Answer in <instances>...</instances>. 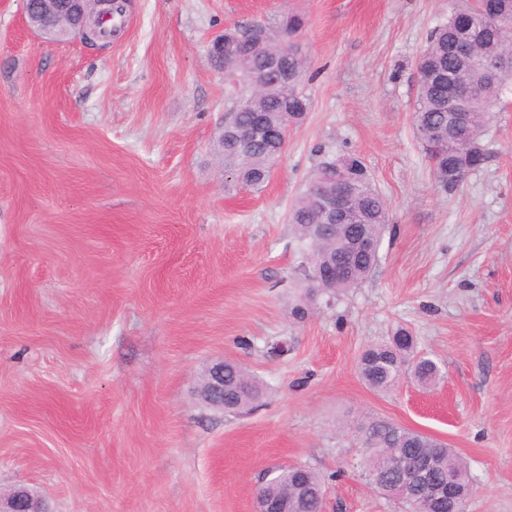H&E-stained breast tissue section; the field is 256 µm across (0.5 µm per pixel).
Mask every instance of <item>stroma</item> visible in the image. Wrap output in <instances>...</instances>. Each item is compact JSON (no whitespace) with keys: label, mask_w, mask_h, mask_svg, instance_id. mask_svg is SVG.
Wrapping results in <instances>:
<instances>
[{"label":"stroma","mask_w":512,"mask_h":512,"mask_svg":"<svg viewBox=\"0 0 512 512\" xmlns=\"http://www.w3.org/2000/svg\"><path fill=\"white\" fill-rule=\"evenodd\" d=\"M112 38L49 44L0 0V489L54 512H253L269 470L328 476L326 512H397L361 476L352 425L380 417L467 460V512H512V90L454 191L416 140V61L454 0H123ZM305 14L306 120L259 191L226 187L212 140L240 90L224 27ZM349 154L387 201L379 261L317 314L293 308L291 203ZM442 369L370 389L397 329ZM233 360L246 415L196 397Z\"/></svg>","instance_id":"stroma-1"}]
</instances>
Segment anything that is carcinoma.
Masks as SVG:
<instances>
[{
	"label": "carcinoma",
	"mask_w": 512,
	"mask_h": 512,
	"mask_svg": "<svg viewBox=\"0 0 512 512\" xmlns=\"http://www.w3.org/2000/svg\"><path fill=\"white\" fill-rule=\"evenodd\" d=\"M502 19L498 28L486 33L476 49L473 67L485 61H498L500 53L512 46V0H496ZM463 8L455 6L446 22L431 31L426 50L429 65L451 75L458 83L474 80L470 68L461 66L448 55V40L461 21L470 23L478 30L486 27V17L481 2L466 6V18L459 17ZM306 27V18L299 13L282 17L278 30L288 29L299 36ZM247 47L241 58L230 64L221 54L211 57L218 68H228L233 76L252 79L253 69L282 51L279 38L270 33L261 21H253L244 36ZM307 55L294 45H288V67L294 81L284 85L276 71H267L266 89L255 108L266 113V127L252 149L241 152L234 141L217 136L213 153L224 163V175L230 177L227 186L260 189L269 181L273 159L282 149L281 134L303 122L309 109L310 99L303 84L308 69ZM512 84V64L500 67L496 82L464 103L466 119L455 124L448 132V108L443 103L436 85L426 81L418 83L413 109V127L417 141L432 164L438 181L452 190L458 183L448 162L453 160L462 147L472 149V163H483L485 153L480 144L484 126L490 117V109L500 99L502 88ZM348 177L353 184L356 214L351 224H334L327 234L317 233V225L323 223L316 210L317 196L335 188L333 178ZM297 241L298 262L303 265L307 256L319 261L336 260L342 276L329 285L323 294L325 305L364 281L376 267L379 249L375 248L349 259L344 256L340 241L357 231L369 242L379 246L387 225V204L375 187L362 163L353 156H339L321 161L310 175L305 191L292 204L288 213ZM359 374L370 388L377 391L393 389L404 376L422 385H433L441 379V369L431 358L418 351L413 336L399 330L390 342L373 346L362 355ZM264 394L262 383L245 368L233 361L224 362V411L239 412L257 403ZM357 437L365 448L360 470L369 485L386 498L401 505L402 512H430L428 500L414 490H400V464L409 455L435 457L438 466L434 477L440 483L448 478L457 480L464 497L474 492L476 480L469 474L464 458L446 444L423 433L408 429L389 420L366 418L355 428ZM326 478L310 467L300 471L283 467L266 481L259 494L285 512H320L325 493Z\"/></svg>",
	"instance_id": "carcinoma-1"
}]
</instances>
